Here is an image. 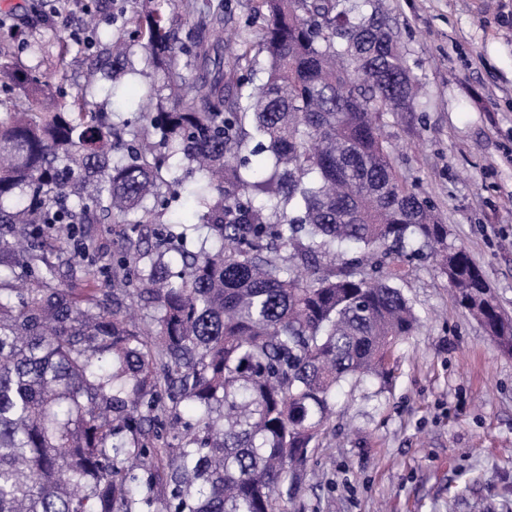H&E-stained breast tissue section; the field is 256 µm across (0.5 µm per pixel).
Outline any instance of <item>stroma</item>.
<instances>
[{
    "instance_id": "obj_1",
    "label": "stroma",
    "mask_w": 512,
    "mask_h": 512,
    "mask_svg": "<svg viewBox=\"0 0 512 512\" xmlns=\"http://www.w3.org/2000/svg\"><path fill=\"white\" fill-rule=\"evenodd\" d=\"M415 77V111L384 113L399 173L429 197L447 242L512 313V0H384ZM94 103L114 121L161 88L141 50ZM421 326L388 383L345 385L287 512H512V356L452 302L432 259L401 284Z\"/></svg>"
}]
</instances>
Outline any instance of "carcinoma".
Returning <instances> with one entry per match:
<instances>
[{"label":"carcinoma","mask_w":512,"mask_h":512,"mask_svg":"<svg viewBox=\"0 0 512 512\" xmlns=\"http://www.w3.org/2000/svg\"><path fill=\"white\" fill-rule=\"evenodd\" d=\"M148 2L108 43L53 42L90 59L87 89L140 46L171 100L143 97L141 126L41 71L26 29L4 37L0 512H283L338 390L389 377L418 328L397 284L418 256L453 263L454 303L512 355V317L382 134L417 89L380 0H258L229 54L225 0ZM175 159L202 176L195 250L158 220Z\"/></svg>","instance_id":"cac0c4a2"}]
</instances>
